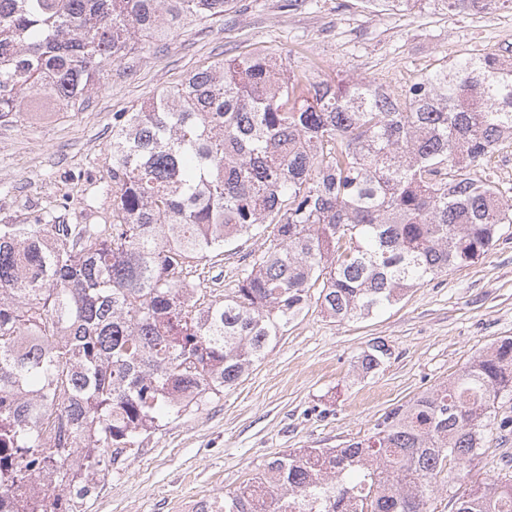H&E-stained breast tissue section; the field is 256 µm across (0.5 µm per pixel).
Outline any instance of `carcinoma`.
Segmentation results:
<instances>
[{
    "instance_id": "1",
    "label": "carcinoma",
    "mask_w": 512,
    "mask_h": 512,
    "mask_svg": "<svg viewBox=\"0 0 512 512\" xmlns=\"http://www.w3.org/2000/svg\"><path fill=\"white\" fill-rule=\"evenodd\" d=\"M423 0H364L376 12ZM459 16L512 0H429ZM236 0H0V123L33 101L80 106L145 38ZM512 140V58L469 51L398 89L317 81L253 51L112 113L103 224H0V512H77L96 477L166 417L236 385L310 304L350 320L493 249L512 224L490 155ZM228 295L190 277L259 231ZM374 341L356 361L384 365ZM512 393V337L341 448L266 461L209 512H430ZM59 485L52 501L41 488ZM454 512H512V476L451 492Z\"/></svg>"
}]
</instances>
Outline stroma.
Instances as JSON below:
<instances>
[{"instance_id":"35a3bbf8","label":"stroma","mask_w":512,"mask_h":512,"mask_svg":"<svg viewBox=\"0 0 512 512\" xmlns=\"http://www.w3.org/2000/svg\"><path fill=\"white\" fill-rule=\"evenodd\" d=\"M507 41L512 28L500 31L473 16L370 13L360 0H318L305 11L288 10L285 0H237L222 19L185 24L106 65L100 89L53 124L25 111L1 124L0 224H30L53 211L62 224L102 223L94 200L108 179L113 113L132 111L237 53L266 50L292 62L301 52L317 62V78L391 84L473 48L500 51ZM64 198L70 207L61 212ZM264 248L260 237L240 242L201 277V287L230 290ZM505 336H512V224L486 257L369 316L338 320L310 305L236 386L163 422L141 452L101 476L79 512H182L190 500L223 496L274 456L368 435L384 412L448 381ZM377 338L391 357L377 373L358 374L355 357ZM467 468L478 482L511 475L512 435L486 428L485 446Z\"/></svg>"}]
</instances>
